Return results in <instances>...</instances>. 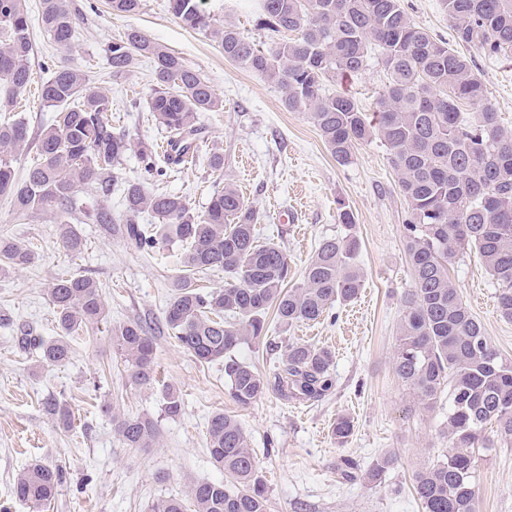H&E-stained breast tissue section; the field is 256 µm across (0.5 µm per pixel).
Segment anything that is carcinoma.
I'll use <instances>...</instances> for the list:
<instances>
[{
	"label": "carcinoma",
	"mask_w": 512,
	"mask_h": 512,
	"mask_svg": "<svg viewBox=\"0 0 512 512\" xmlns=\"http://www.w3.org/2000/svg\"><path fill=\"white\" fill-rule=\"evenodd\" d=\"M142 0H109L115 15H132ZM452 22V42L414 24L401 0H255V22L278 37L263 48L232 25L220 23L206 0H169L171 14L184 27L210 35L224 58L266 78L283 93L290 112H306L333 158L353 162L355 149L378 141L386 149L397 186L407 204L405 251L412 288L403 296L397 327L394 370L427 409L448 395L443 433L448 451L414 474L413 490L424 512H476V461L473 449L493 443L485 436L496 425L499 441L512 444V361L490 344L481 321L463 303L448 274L457 257L474 251L497 288L500 315L512 320V132L499 122L481 77L463 47L490 57L512 52V0H440ZM38 24L60 47L71 46L75 15L68 0H41ZM32 18L26 0H0V112L12 110L15 96L30 83ZM153 63L156 89L147 107L166 132L165 163L186 165L204 143L198 113L222 105L210 81L183 60L130 27L112 41L107 64L119 78L142 58ZM387 84L377 111L363 112L343 93H325L326 83L363 73L372 58ZM40 97L57 108V124L41 132L36 156L17 176L14 164L29 149L22 118L0 122V196L21 214L52 212L64 225L62 243L82 247L70 223L100 224L112 230V213L101 204L78 218L72 196L84 186L100 197L112 193L113 168L130 152L144 168L157 169L156 151L112 128V99L95 91L85 74L59 65L40 86ZM469 102L473 112H463ZM124 234L140 249L162 244L185 246L184 275L167 304L164 324L197 362L224 361L232 400L250 406L273 392L293 403L318 401L333 387L334 355L313 344L288 341L272 375L238 360L243 343L266 336V316L275 311L284 327L315 322L336 304L357 297L363 276L355 260L359 239L349 233L326 238L305 268L303 282L287 287L288 255L271 241L257 240L259 214L231 181L213 194L199 213L179 195L150 193L139 182L123 184ZM151 213L158 224L140 223ZM34 255L0 235V265L22 268ZM222 271L223 287L199 288L194 275ZM57 313V335L46 339L19 328V344L39 361L62 365L71 357L70 336L105 319L102 287L85 276L57 280L48 288ZM112 346L130 367L137 385L154 380L155 346L138 322L112 328ZM45 413L67 428L68 405L43 402ZM183 398L167 387L164 413L178 417ZM129 448H150L157 422L148 416L113 418ZM353 421L339 416L331 435L342 445ZM209 452L224 471L222 482H202L190 491L194 512H267L268 491L241 423L215 412L207 427ZM395 463L376 460L366 477L377 482ZM63 472L34 463L19 472L16 499L39 508L58 495Z\"/></svg>",
	"instance_id": "obj_1"
}]
</instances>
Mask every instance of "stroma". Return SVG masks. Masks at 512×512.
Masks as SVG:
<instances>
[{"label": "stroma", "mask_w": 512, "mask_h": 512, "mask_svg": "<svg viewBox=\"0 0 512 512\" xmlns=\"http://www.w3.org/2000/svg\"><path fill=\"white\" fill-rule=\"evenodd\" d=\"M69 4L76 14L71 49L56 47L40 25L31 28L35 82L48 78L51 64L82 70L94 90L111 98L113 128L161 148L166 133L146 110L155 86L151 62L140 59L120 78L107 67L111 42L135 27L201 73L224 101L219 110L198 115L206 141L196 162L161 176L145 172L130 153L114 169L117 181L137 180L148 191L186 197L201 212L225 180H232L260 216L259 240L277 242L287 253L289 285L302 281L320 241L350 231L361 243L357 263L364 286L356 300L334 306L325 320L286 330L276 320L268 322L269 337L285 334L334 352L332 391L301 404L269 394L243 407L228 394L223 362L197 363L163 325L182 246L141 251L118 233L79 224L75 230L84 246L74 254L64 249L62 227L51 213L23 216L0 197V234L34 253L27 267L0 269V314L10 320L0 325V512H153L160 500H188L193 485L224 478L208 451V419L217 411L236 416L249 435L269 489L268 512H423L413 476L447 448L448 439L441 432V408H420L394 371L402 297L412 277L403 233L406 203L385 148L376 141L359 145L352 164L338 165L309 114L288 111L277 85L225 60L209 35L183 27L168 0H142L140 11L129 17L112 14L107 0ZM402 5L416 25L449 37L450 21L439 0ZM467 54L501 124L512 131V57L490 58L475 48ZM386 82L374 63L329 89L371 112ZM214 151L224 155L223 171L208 165ZM342 204L356 217L353 228L337 222ZM449 270L491 345L512 359V320L499 315L496 286L479 257L466 253ZM72 275L102 284L106 321L71 338L67 363H39L20 348L19 329L56 335L47 288ZM129 321L149 326L155 343L154 380L147 386L132 382L112 346L110 326ZM170 386L184 401L175 418L163 411ZM49 396L69 406V428L45 414L42 402ZM116 415L153 417L159 428L155 446L127 447L112 422ZM340 415L354 424L341 446L331 436ZM384 455L395 456L396 463L380 483H370L363 472ZM345 457L359 465L356 479L338 474L336 464ZM475 457L477 512H512V445L479 448ZM36 461L61 467L64 475L56 498L38 511L12 494L15 475Z\"/></svg>", "instance_id": "1"}]
</instances>
